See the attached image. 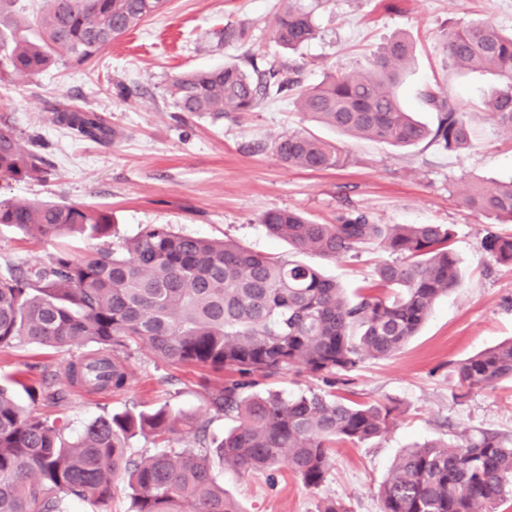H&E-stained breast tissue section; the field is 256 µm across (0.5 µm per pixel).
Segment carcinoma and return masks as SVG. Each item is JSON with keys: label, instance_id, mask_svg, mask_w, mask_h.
Listing matches in <instances>:
<instances>
[{"label": "carcinoma", "instance_id": "1", "mask_svg": "<svg viewBox=\"0 0 512 512\" xmlns=\"http://www.w3.org/2000/svg\"><path fill=\"white\" fill-rule=\"evenodd\" d=\"M16 0H0V74L33 77L57 61L84 65L113 40L159 14L167 0H47L36 19V41L23 39L11 16ZM312 11L287 0L275 17L272 38L296 50L315 39ZM448 64L459 75L487 73L498 85L487 101L498 126L512 136V31L488 20L457 23L444 34ZM414 59L403 34L373 53L358 74L335 71L301 87L282 66L272 71L276 92H294L295 108L350 139L395 147L425 140L449 152L471 146L468 113L438 88L421 92L437 113L430 128L402 105L396 87ZM167 91L177 112L215 118L252 112L271 93L268 80L236 65L170 75ZM48 120L80 140L110 143L115 131L86 107L54 108ZM272 151L285 166L308 171L340 169L350 153L306 130L278 136ZM38 144L0 119V180H45ZM456 195L473 213L512 222V181L488 189L460 181ZM268 232L298 251L353 258L369 245L390 255L375 270L372 292L351 295L315 267L255 252L243 244L189 236L169 224H147L117 246L112 213L73 203L15 201L0 196V224L25 234L55 238L78 231L102 244L83 257L66 251L19 265L0 263V348L26 342L79 351L66 367L73 387L120 393L128 387L132 356L149 349L166 365H195L238 379L202 383L198 416L163 405L148 413L100 416L74 441L69 421L21 408L0 386V512H69L70 499L87 500L93 512H112L117 479L128 478L132 512H242L224 493L213 461L238 475L275 473L285 467L304 486H322L338 441L381 438L394 427L400 405L361 402L332 391L289 395L256 390L257 378L293 368L314 375L345 376L368 358L398 354L458 286L450 230L443 224H377L351 212L320 224L286 209L259 217ZM485 256L512 264V235L489 232ZM466 398L512 380V339L450 366ZM32 402L63 398L55 375L27 387ZM236 422L220 436L210 417ZM150 436L153 453L134 457L129 441ZM512 486V438L482 429L453 440L433 439L405 449L378 489L379 512H491Z\"/></svg>", "mask_w": 512, "mask_h": 512}]
</instances>
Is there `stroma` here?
Segmentation results:
<instances>
[{"label":"stroma","instance_id":"35a3bbf8","mask_svg":"<svg viewBox=\"0 0 512 512\" xmlns=\"http://www.w3.org/2000/svg\"><path fill=\"white\" fill-rule=\"evenodd\" d=\"M305 2L319 34L295 51L271 40L284 0H168L160 14L112 41L88 64L58 63L30 79L0 82V116L10 118L23 137L42 142L51 171L48 180L14 182L0 194L109 210L117 242L133 238L145 225L168 224L182 234L231 239L274 257L293 255L352 289L373 281L386 257L381 248L363 249L355 260L296 255L287 242L267 233L260 214L288 209L333 224L347 212L362 211L379 224L447 225L459 261V287L437 301L398 355L365 360L347 383L335 386L336 393L357 401L398 400L403 412L391 433L363 444L337 443L332 467L316 490L285 469L271 477L217 472L243 512H319L328 498L346 502L350 512H378V486L407 446L476 427L512 435L511 381L472 391L462 403L452 398L450 363L512 339V265L490 263L481 249L486 232L510 235L512 223L471 213L455 194L464 177L489 186L512 179V138L484 109L493 76L455 74L443 37L459 21L488 19L511 30L512 0ZM240 24L249 28V40L224 42L225 26ZM399 34L416 45L398 89L404 106L432 126L436 115L421 103L419 91L428 85L450 91L469 114V149L453 153L427 141L409 148L344 141L297 112L287 96L274 93L252 112L221 119L182 117L166 91L173 73L225 64L248 71L294 65L303 84L311 86L334 70L365 71L372 53ZM121 85L130 89V97L118 96ZM67 103L102 114L116 131L114 141H79L53 125L50 111ZM296 129L344 141L352 164L315 172L285 167L270 144ZM93 246L80 234L39 240L0 224V262L34 264L59 250L80 256ZM67 362V356L35 344L0 349V383L17 379L18 402L36 413H64L71 439L105 414L164 404L193 413L202 406L204 371L196 366L165 367L142 350L130 362L127 390L98 395L69 386ZM46 373L57 374L65 392L55 407L31 404L24 391Z\"/></svg>","mask_w":512,"mask_h":512}]
</instances>
